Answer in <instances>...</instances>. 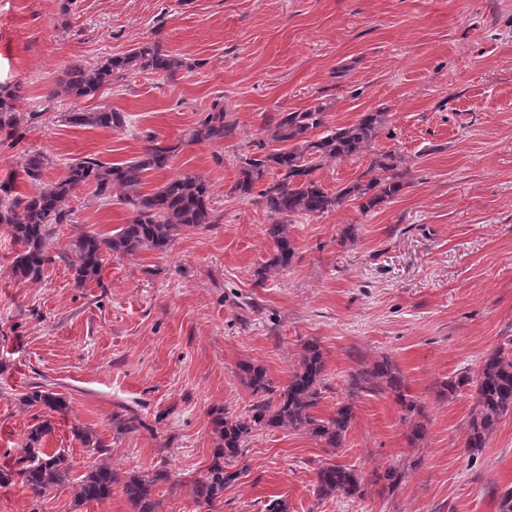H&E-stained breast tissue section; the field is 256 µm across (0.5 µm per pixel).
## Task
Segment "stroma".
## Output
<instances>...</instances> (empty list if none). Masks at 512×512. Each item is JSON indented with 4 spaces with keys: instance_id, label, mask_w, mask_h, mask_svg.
Segmentation results:
<instances>
[{
    "instance_id": "1",
    "label": "stroma",
    "mask_w": 512,
    "mask_h": 512,
    "mask_svg": "<svg viewBox=\"0 0 512 512\" xmlns=\"http://www.w3.org/2000/svg\"><path fill=\"white\" fill-rule=\"evenodd\" d=\"M151 38L182 60L176 80L129 73L84 101L124 113L123 129L62 122L67 66ZM0 84L23 86L27 115L0 146V181L28 151L53 157L50 182L75 159L127 160L153 134L179 150L149 185L197 174L216 218L181 232L167 253L106 255L100 283L83 288L61 255L82 232L127 223L118 198L77 191L72 221L51 243L56 259L36 282L10 276L15 246L0 229L1 468L14 465L35 422L22 394L48 380L70 408L55 416L47 447L66 449L77 476L94 460L77 426L109 446L119 474L167 460L158 512H263L274 498L289 512H497L496 490L512 485V415L472 453L474 389L451 394L444 384L512 338V0H0ZM216 103L236 120L234 137L189 142ZM317 105L330 129L386 114L368 151L316 171L327 190L367 183L386 152L401 157L407 185L367 214L349 199L294 218L297 256L268 271L269 216L233 190L241 157L266 141L270 120ZM312 338L325 353L319 415L354 407L342 447L305 431L253 432L245 472L199 505L193 485L217 444L213 411L241 417L254 401L240 364L261 365L284 388ZM384 359L423 410L422 439L410 438L401 393L354 383ZM128 409L144 426L117 433L112 416ZM327 464L356 469L363 498L316 500ZM392 465L405 473L393 491L375 480ZM40 512L133 508L118 486L79 508L59 488Z\"/></svg>"
}]
</instances>
